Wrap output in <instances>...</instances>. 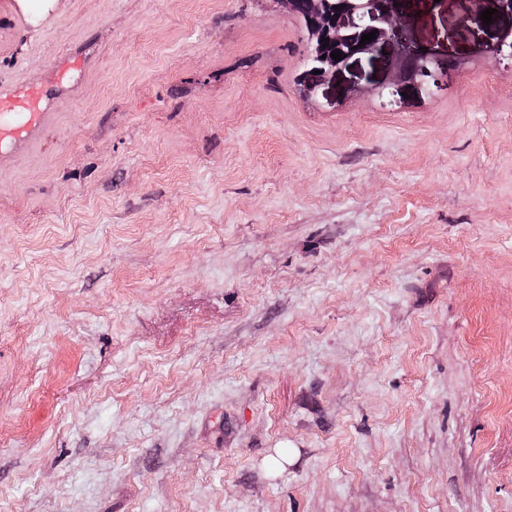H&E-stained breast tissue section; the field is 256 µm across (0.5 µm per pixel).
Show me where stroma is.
<instances>
[{
	"instance_id": "obj_1",
	"label": "stroma",
	"mask_w": 512,
	"mask_h": 512,
	"mask_svg": "<svg viewBox=\"0 0 512 512\" xmlns=\"http://www.w3.org/2000/svg\"><path fill=\"white\" fill-rule=\"evenodd\" d=\"M17 3L0 512H512V17L309 91L286 0ZM48 105L37 84L0 86V154L35 139L45 128Z\"/></svg>"
}]
</instances>
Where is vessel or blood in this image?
Segmentation results:
<instances>
[{"instance_id": "1", "label": "vessel or blood", "mask_w": 512, "mask_h": 512, "mask_svg": "<svg viewBox=\"0 0 512 512\" xmlns=\"http://www.w3.org/2000/svg\"><path fill=\"white\" fill-rule=\"evenodd\" d=\"M47 120L39 85L0 86V153L16 143L35 139Z\"/></svg>"}]
</instances>
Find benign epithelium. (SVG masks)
<instances>
[{
	"mask_svg": "<svg viewBox=\"0 0 512 512\" xmlns=\"http://www.w3.org/2000/svg\"><path fill=\"white\" fill-rule=\"evenodd\" d=\"M389 0H308L306 28L311 35L308 59L313 62L303 74L307 88L336 72L349 59L378 51L382 45L403 38L402 31L385 9ZM344 8L337 9V6ZM376 32V38L359 46L362 35ZM339 51L342 60L331 58Z\"/></svg>",
	"mask_w": 512,
	"mask_h": 512,
	"instance_id": "7a95c632",
	"label": "benign epithelium"
}]
</instances>
